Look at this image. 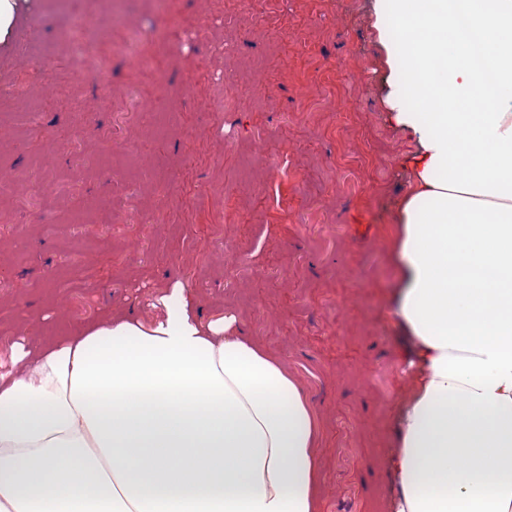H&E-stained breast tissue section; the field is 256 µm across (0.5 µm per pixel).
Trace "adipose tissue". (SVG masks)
Wrapping results in <instances>:
<instances>
[{"label":"adipose tissue","mask_w":512,"mask_h":512,"mask_svg":"<svg viewBox=\"0 0 512 512\" xmlns=\"http://www.w3.org/2000/svg\"><path fill=\"white\" fill-rule=\"evenodd\" d=\"M374 13L388 119L417 142L392 247L415 382L383 460L391 510L512 512V0ZM160 303L13 346L0 512H319L322 427L297 379L234 314L202 321L183 280Z\"/></svg>","instance_id":"adipose-tissue-1"}]
</instances>
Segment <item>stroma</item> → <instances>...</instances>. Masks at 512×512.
<instances>
[{
    "instance_id": "35a3bbf8",
    "label": "stroma",
    "mask_w": 512,
    "mask_h": 512,
    "mask_svg": "<svg viewBox=\"0 0 512 512\" xmlns=\"http://www.w3.org/2000/svg\"><path fill=\"white\" fill-rule=\"evenodd\" d=\"M0 43V373L12 344L184 280L234 312L323 426L321 512H388L383 467L411 387L390 234L415 149L386 115L373 0H17ZM112 74L72 54L79 16ZM155 57L154 74L135 57ZM354 102L340 117L336 98Z\"/></svg>"
}]
</instances>
